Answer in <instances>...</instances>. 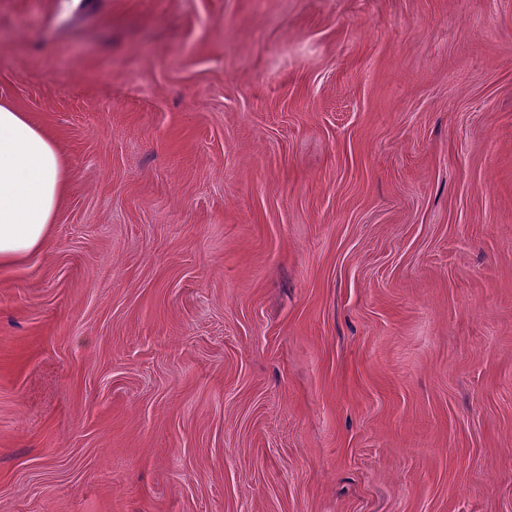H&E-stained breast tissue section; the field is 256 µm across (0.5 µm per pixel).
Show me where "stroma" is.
<instances>
[{"instance_id": "obj_1", "label": "stroma", "mask_w": 512, "mask_h": 512, "mask_svg": "<svg viewBox=\"0 0 512 512\" xmlns=\"http://www.w3.org/2000/svg\"><path fill=\"white\" fill-rule=\"evenodd\" d=\"M0 100V512H512V0H0ZM69 174L55 138L26 112L0 103V267L47 247Z\"/></svg>"}]
</instances>
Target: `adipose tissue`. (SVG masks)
Masks as SVG:
<instances>
[{"label": "adipose tissue", "instance_id": "ef3b65f1", "mask_svg": "<svg viewBox=\"0 0 512 512\" xmlns=\"http://www.w3.org/2000/svg\"><path fill=\"white\" fill-rule=\"evenodd\" d=\"M68 183L55 138L0 103V267L22 264L47 247Z\"/></svg>", "mask_w": 512, "mask_h": 512}]
</instances>
